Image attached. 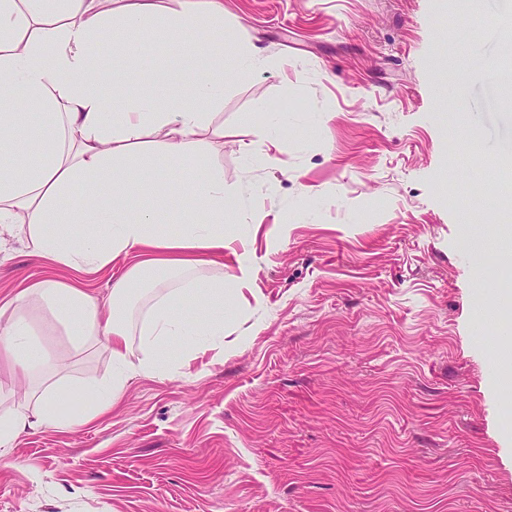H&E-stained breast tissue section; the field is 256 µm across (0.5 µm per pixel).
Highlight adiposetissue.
<instances>
[{
	"label": "adipose tissue",
	"instance_id": "ef3b65f1",
	"mask_svg": "<svg viewBox=\"0 0 512 512\" xmlns=\"http://www.w3.org/2000/svg\"><path fill=\"white\" fill-rule=\"evenodd\" d=\"M103 2L0 0V228L26 233L39 258L87 272L133 252L141 257L114 281L106 300L47 278L0 305V358L14 373L27 377L51 362L22 312L31 301L75 340L105 337L114 365L104 386L49 392L36 414L17 408L0 417L5 466L14 440L32 423L66 428L77 419H100L131 376L164 375L162 352L170 339L190 334L195 353L210 350L224 336V306L233 300L223 281L197 274L235 240L224 174L210 166L207 150L225 137L216 120L225 84L262 70L266 59L248 46L225 67L216 51L232 36L224 0H127L109 10ZM115 27L122 31L120 63L148 69L150 41L180 48L186 63L203 67L205 79L177 82L164 75L152 97L120 95L104 104L98 62ZM191 32L197 38L190 43ZM189 164L203 175L179 182L180 195L193 206L171 234L135 177L166 184ZM76 196L82 205H72ZM146 276L164 294L145 313L143 349L135 357L127 343L129 299ZM188 293L202 314L183 313Z\"/></svg>",
	"mask_w": 512,
	"mask_h": 512
}]
</instances>
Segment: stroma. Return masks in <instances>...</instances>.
I'll use <instances>...</instances> for the list:
<instances>
[{
  "label": "stroma",
  "mask_w": 512,
  "mask_h": 512,
  "mask_svg": "<svg viewBox=\"0 0 512 512\" xmlns=\"http://www.w3.org/2000/svg\"><path fill=\"white\" fill-rule=\"evenodd\" d=\"M457 0H224L263 71L224 88L210 153L224 190L264 216L235 230L204 274L234 289L224 344L199 357L167 344L165 377L132 376L111 413L34 426L0 466V512H512V411L497 343L512 351V267L499 265L512 211L460 154L475 132L512 149V109L488 70L498 32L449 37ZM278 115L279 147L262 134ZM271 161H264V153ZM482 254L465 251L468 230ZM137 262L50 267L0 238V300L53 275L107 298ZM506 298L503 315L483 304ZM24 314L69 380L108 382L105 337L75 347L50 314Z\"/></svg>",
  "instance_id": "stroma-1"
}]
</instances>
